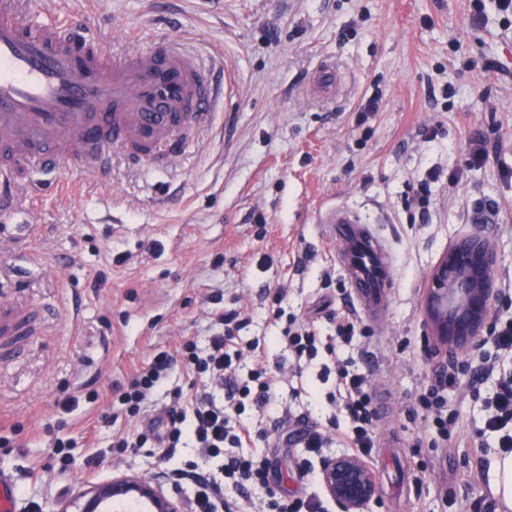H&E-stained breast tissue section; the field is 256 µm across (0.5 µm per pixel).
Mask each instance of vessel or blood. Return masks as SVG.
<instances>
[{"label":"vessel or blood","mask_w":512,"mask_h":512,"mask_svg":"<svg viewBox=\"0 0 512 512\" xmlns=\"http://www.w3.org/2000/svg\"><path fill=\"white\" fill-rule=\"evenodd\" d=\"M83 12L43 19L31 0H0V219L33 232L14 204L40 175L91 168L100 186L112 158L132 168L173 159L208 129L221 92L215 68L180 42L155 40L105 59ZM354 301L379 317L393 286L384 242L356 211L320 205Z\"/></svg>","instance_id":"b4317fda"}]
</instances>
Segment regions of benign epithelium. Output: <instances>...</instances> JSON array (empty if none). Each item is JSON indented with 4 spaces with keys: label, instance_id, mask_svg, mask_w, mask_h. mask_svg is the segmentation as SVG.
<instances>
[{
    "label": "benign epithelium",
    "instance_id": "7a95c632",
    "mask_svg": "<svg viewBox=\"0 0 512 512\" xmlns=\"http://www.w3.org/2000/svg\"><path fill=\"white\" fill-rule=\"evenodd\" d=\"M498 253L484 234L470 231L448 247L431 275L425 315L432 335L457 360L487 329L495 301ZM317 479L339 512H369L377 498L375 474L359 454L325 456ZM148 502L151 512H188L184 497L169 493V483L159 471L152 474L117 473L112 479L82 485L59 512H108L114 504Z\"/></svg>",
    "mask_w": 512,
    "mask_h": 512
}]
</instances>
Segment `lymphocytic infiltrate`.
<instances>
[{
    "instance_id": "lymphocytic-infiltrate-1",
    "label": "lymphocytic infiltrate",
    "mask_w": 512,
    "mask_h": 512,
    "mask_svg": "<svg viewBox=\"0 0 512 512\" xmlns=\"http://www.w3.org/2000/svg\"><path fill=\"white\" fill-rule=\"evenodd\" d=\"M239 311L232 310L217 315L222 325L221 333L210 337L205 353H198L195 343H183L177 355L161 353L146 367L138 369L119 401L126 414L137 416L155 390L164 383L176 360H183L199 380L202 391L190 400H183L181 392H174L170 403L159 416L151 419L141 429L128 431L118 437L116 447L140 449L146 445L163 449L165 456H173L176 449L187 446L196 448L198 461L189 462L187 468L171 470L174 482L192 480L197 491L189 502L190 512H217L224 500V487L214 477L200 471L199 460L217 457L224 448H234L250 439L246 426L231 424L229 408L244 409L251 406L265 412L271 410L268 369L263 362H256L250 369L251 382L238 386L229 371L233 359L224 350L226 337L232 336V323L237 322ZM461 381L456 369L443 368L434 379L416 394L411 410L423 414L430 429L440 439H448L459 428V416L448 407V391ZM226 387V400H217L214 388ZM337 387L342 394V404L352 420V428L341 436L345 447L360 455H368L375 444L374 422L376 411L369 394V380L365 373L349 366L340 367ZM487 415L482 433L495 437L500 452L512 453V378L497 383L484 398Z\"/></svg>"
}]
</instances>
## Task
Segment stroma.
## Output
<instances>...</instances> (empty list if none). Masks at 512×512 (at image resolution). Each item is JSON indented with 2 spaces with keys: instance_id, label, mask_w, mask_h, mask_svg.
<instances>
[{
  "instance_id": "stroma-1",
  "label": "stroma",
  "mask_w": 512,
  "mask_h": 512,
  "mask_svg": "<svg viewBox=\"0 0 512 512\" xmlns=\"http://www.w3.org/2000/svg\"><path fill=\"white\" fill-rule=\"evenodd\" d=\"M477 1L479 28L470 23ZM44 9L92 12L104 56L176 38L224 60L229 77L213 127L171 164L115 163L108 191L90 170L69 172L73 195L54 192L46 176L30 216L36 232L22 241L0 223V300L37 313L22 350L0 360V422L11 441L0 447V471L15 486L16 512H59L84 483L161 470L157 449L113 448L137 424L114 415L115 394L160 352L186 341L206 348L211 311L236 307L247 322L227 352L259 341L273 403L287 405L289 429L329 436L321 455L341 451L338 435L350 427L331 401L337 364L373 360L374 394L391 402L368 457L373 512H504L488 475L497 449L475 435L484 411L469 382L448 393L463 424L448 440L408 412L448 362L423 308L433 268L462 231L495 241L494 310L512 318V21L494 0H44ZM328 62L340 90L325 99L311 79ZM378 89L379 112L358 123L362 99ZM477 135L487 160L469 170ZM434 169L428 211L406 209L407 183ZM326 201L358 211L394 264L384 317L358 316L348 343L329 320L350 294L315 221ZM280 287L277 318L265 292ZM294 317L320 338L300 377L276 342ZM68 438L77 446L65 467L51 448ZM240 453L262 462L267 478L243 497L226 487L228 512H272L281 497L336 512L317 480L321 456L303 442L255 437Z\"/></svg>"
}]
</instances>
